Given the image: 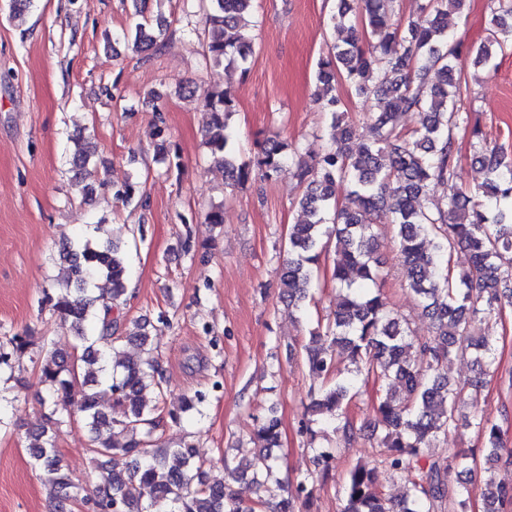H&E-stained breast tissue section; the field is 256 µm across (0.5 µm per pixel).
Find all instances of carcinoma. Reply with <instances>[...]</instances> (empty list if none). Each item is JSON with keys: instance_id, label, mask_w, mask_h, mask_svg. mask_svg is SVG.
<instances>
[{"instance_id": "1", "label": "carcinoma", "mask_w": 512, "mask_h": 512, "mask_svg": "<svg viewBox=\"0 0 512 512\" xmlns=\"http://www.w3.org/2000/svg\"><path fill=\"white\" fill-rule=\"evenodd\" d=\"M255 0H199L207 11L209 64H243L253 54V37L245 17ZM396 0H336L331 20L347 32L318 62L316 99L330 119V143L308 164L288 153V144L271 138L255 160L241 161L229 149L233 137L229 120L237 111L235 95L228 89L211 93L204 104L206 144L224 164L225 177L240 185L253 169L272 177L287 170L302 193L298 204L305 220L288 232V256L279 264L280 299L304 311L313 289L312 265L324 248V225L332 223L336 251L332 279L339 302L326 322L310 331L301 356L310 376L322 380L311 396L300 434L315 441L318 431L329 429L348 444L357 428L348 408L369 379L393 382L373 400L374 425L384 432L389 449L383 467L355 465L343 482L341 512H466L470 488L452 482L454 469L476 459L461 456L431 458L427 449L458 428L467 406L466 389L447 374L448 362L458 352L471 351L484 367L470 383L477 392L483 376L496 372V345L478 334L486 317L512 307V159L472 129L473 157L486 171L478 198L459 192L454 185L455 129L462 120L469 88L468 69L497 68L499 52L512 47V0H491V18L485 39L463 48L448 30V13L459 14L469 0H426V22L409 20L396 27L389 23ZM161 32L148 22L131 30L140 52L156 49ZM346 83L380 100L367 142L352 147L355 125L340 110L337 86ZM401 112H416L420 127L402 131L395 124ZM69 164L77 184L92 178V149L82 136ZM451 191L448 208L423 205L429 191ZM386 210L410 295L435 326L427 339L412 335L406 319L392 313L382 293L385 275L375 257V214ZM460 248L470 255L467 268L450 269L451 253ZM58 261L66 266L56 297H47L51 309L76 331L75 343L63 352L44 346L40 382L42 404L51 412L79 416L89 436V450L108 468L94 485L93 497L73 480L45 426L28 433L30 454L44 473L55 499L54 512H72L79 501L93 503L94 512H257L262 500L246 505L234 483L248 481L256 490L265 487L279 470L272 449L279 446L280 420L269 411L256 423L250 441L253 456L234 468L206 464L195 446H159L160 400L164 389L158 371L152 336L147 325L135 320L122 336H112L108 319L112 304L127 295L129 245L82 237L62 244ZM105 280L110 288L96 297L91 286ZM126 341L140 347L143 357L130 361L114 351ZM31 345V337L13 334L0 338V368ZM348 357L354 374L345 376L337 357ZM156 392L149 403L143 392ZM112 396V413L99 410L102 394ZM206 394L200 391L168 411L177 422L188 412L200 411ZM471 424L481 432L486 462L512 468V449L505 450V431L478 413ZM315 472L287 481V498L270 512H294L296 502L306 504L317 487L335 476L337 449L311 446ZM401 476L407 486L398 498L380 491L384 475ZM483 512H508L512 485L490 484L481 491Z\"/></svg>"}]
</instances>
